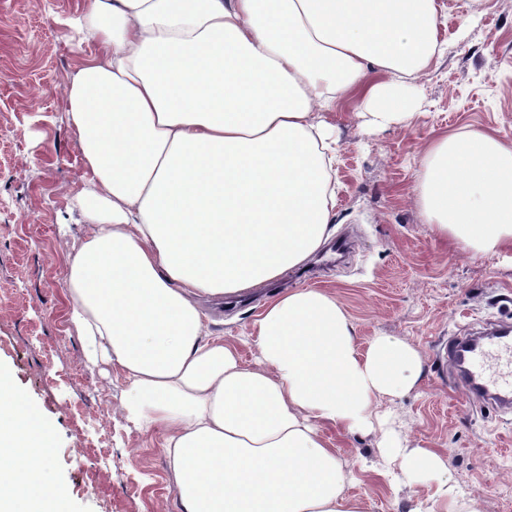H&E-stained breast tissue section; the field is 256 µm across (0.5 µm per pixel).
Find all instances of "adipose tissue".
Returning a JSON list of instances; mask_svg holds the SVG:
<instances>
[{
	"mask_svg": "<svg viewBox=\"0 0 512 512\" xmlns=\"http://www.w3.org/2000/svg\"><path fill=\"white\" fill-rule=\"evenodd\" d=\"M440 0H87L71 26L95 54L64 87L87 170L66 316L87 358L119 367L120 413L163 436L183 512H367L325 436L375 429L380 398L410 393L408 342H357L335 297L269 299L247 339L211 337L206 306L248 295L327 240L331 160L317 115L355 95L404 122L412 83L444 53ZM417 203L438 235L512 247V143L436 139ZM395 479L438 478L413 512H458L441 456L379 431ZM52 447L0 373V512H67Z\"/></svg>",
	"mask_w": 512,
	"mask_h": 512,
	"instance_id": "obj_1",
	"label": "adipose tissue"
}]
</instances>
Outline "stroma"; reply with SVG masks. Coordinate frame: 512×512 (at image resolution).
Segmentation results:
<instances>
[{
	"instance_id": "obj_1",
	"label": "stroma",
	"mask_w": 512,
	"mask_h": 512,
	"mask_svg": "<svg viewBox=\"0 0 512 512\" xmlns=\"http://www.w3.org/2000/svg\"><path fill=\"white\" fill-rule=\"evenodd\" d=\"M439 38L448 50L416 80L406 123L375 128L347 97L322 120L336 136L330 244L250 296L228 297L212 335L246 338L265 301L294 288L336 297L360 344L392 336L421 358L416 388L380 409L410 444L436 451L479 512H512V412L467 401L442 354L449 337L512 323V249L471 255L438 236L414 195L428 145L456 132L512 142V0L491 9L451 0ZM82 0H0V370L52 433L51 470L69 512H181L159 434L116 411L125 379L85 361L64 314L67 260L79 246L63 225L86 170L64 86L82 55L68 22ZM349 242L346 258L331 243ZM353 464L350 496L369 512H408L437 481L390 489L378 476L376 434L328 428Z\"/></svg>"
}]
</instances>
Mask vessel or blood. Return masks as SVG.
Segmentation results:
<instances>
[{"mask_svg": "<svg viewBox=\"0 0 512 512\" xmlns=\"http://www.w3.org/2000/svg\"><path fill=\"white\" fill-rule=\"evenodd\" d=\"M448 360L459 369L458 383L478 400L512 409V328L489 336H455L448 343Z\"/></svg>", "mask_w": 512, "mask_h": 512, "instance_id": "b4317fda", "label": "vessel or blood"}]
</instances>
